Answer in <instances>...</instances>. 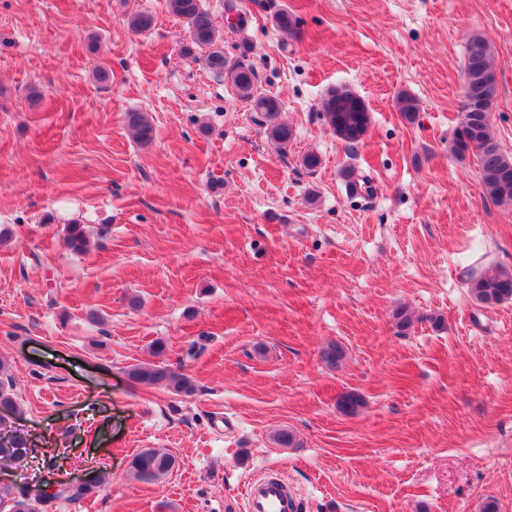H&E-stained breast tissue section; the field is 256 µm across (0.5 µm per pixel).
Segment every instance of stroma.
I'll return each instance as SVG.
<instances>
[{"label":"stroma","mask_w":512,"mask_h":512,"mask_svg":"<svg viewBox=\"0 0 512 512\" xmlns=\"http://www.w3.org/2000/svg\"><path fill=\"white\" fill-rule=\"evenodd\" d=\"M201 2L228 61L280 100L287 146L184 53L166 0H0V358L36 450L0 484L61 454L64 475L107 484L39 512H245L265 471L299 512H512V299L480 304L467 283L512 268V205L452 151L480 35L512 155V0H242L241 28L228 0ZM284 9L295 32L273 24ZM137 12L149 31L128 29ZM336 87L371 113L352 150L319 107ZM131 111L149 114L151 144L131 138ZM351 171L371 192L351 191ZM72 223L85 254L64 242ZM158 342L194 394L128 379ZM283 428L293 445L272 442ZM145 448L178 461L154 484L129 469ZM65 243L67 248L75 254H83L89 246L87 232L81 224H68L65 226Z\"/></svg>","instance_id":"1"}]
</instances>
